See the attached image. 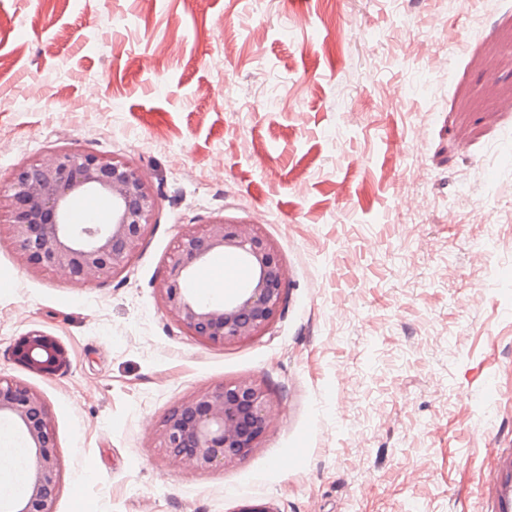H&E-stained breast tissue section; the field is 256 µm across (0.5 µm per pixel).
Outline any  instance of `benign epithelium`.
I'll list each match as a JSON object with an SVG mask.
<instances>
[{"label":"benign epithelium","mask_w":512,"mask_h":512,"mask_svg":"<svg viewBox=\"0 0 512 512\" xmlns=\"http://www.w3.org/2000/svg\"><path fill=\"white\" fill-rule=\"evenodd\" d=\"M94 193L108 205L101 224H74L75 203ZM158 206V194L139 167L121 156L63 148L14 170L0 184L21 265L54 269L77 284L113 279L137 254ZM215 253L242 258L251 270L248 287L222 302H206L188 288L196 271ZM287 269L274 242L254 224L217 217L176 242L158 288L159 301L192 339L231 345L264 332L286 300ZM12 356L26 371L56 375L70 365L68 351L54 336L31 330L16 341ZM274 402L260 382L242 378L201 390L163 417L161 447L196 469L232 466L259 447L270 430ZM0 422L23 437L31 461L25 494L9 512H51L61 465L49 408L30 386L0 378Z\"/></svg>","instance_id":"benign-epithelium-1"}]
</instances>
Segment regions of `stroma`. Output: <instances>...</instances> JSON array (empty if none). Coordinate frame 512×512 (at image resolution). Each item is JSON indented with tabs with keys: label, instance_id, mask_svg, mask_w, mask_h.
<instances>
[{
	"label": "stroma",
	"instance_id": "obj_1",
	"mask_svg": "<svg viewBox=\"0 0 512 512\" xmlns=\"http://www.w3.org/2000/svg\"><path fill=\"white\" fill-rule=\"evenodd\" d=\"M508 128L512 0H0V182L75 147L159 194L104 283L24 269L0 229V378L50 406L51 512H485L487 450L512 448ZM219 216L288 271L281 314L226 347L157 294L177 237ZM33 329L67 371L15 363ZM240 378L275 402L260 448L171 458L164 414ZM301 443L306 466L281 468Z\"/></svg>",
	"mask_w": 512,
	"mask_h": 512
}]
</instances>
